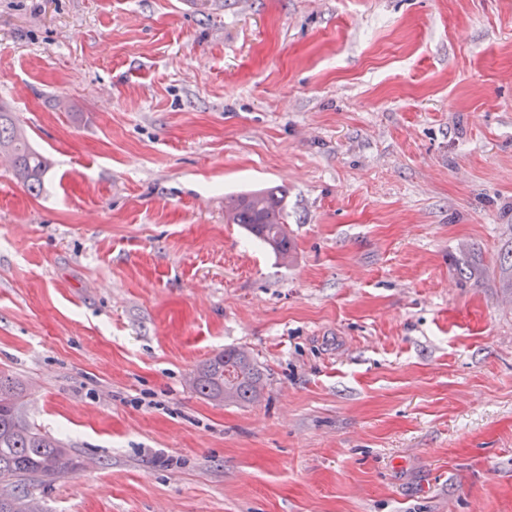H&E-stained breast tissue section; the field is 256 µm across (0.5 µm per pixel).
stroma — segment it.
<instances>
[{
	"label": "stroma",
	"instance_id": "stroma-1",
	"mask_svg": "<svg viewBox=\"0 0 512 512\" xmlns=\"http://www.w3.org/2000/svg\"><path fill=\"white\" fill-rule=\"evenodd\" d=\"M0 104L43 512H512V0H0ZM227 348L255 401L194 390ZM11 152L13 169L27 190L38 194L47 172L44 155L35 149L26 134L17 126L12 112L0 108V147ZM284 217L283 197L272 190H257L226 198V223L242 224L246 231L268 244L282 260L288 259L292 250Z\"/></svg>",
	"mask_w": 512,
	"mask_h": 512
}]
</instances>
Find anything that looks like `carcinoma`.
<instances>
[{"label": "carcinoma", "mask_w": 512, "mask_h": 512, "mask_svg": "<svg viewBox=\"0 0 512 512\" xmlns=\"http://www.w3.org/2000/svg\"><path fill=\"white\" fill-rule=\"evenodd\" d=\"M11 152L13 169L27 190L39 192L47 172L44 155L17 126L12 113L0 109V146ZM224 218L240 224L268 244L282 260L292 250L285 229L283 197L272 190H257L226 199ZM261 373L248 354L226 349L209 360L193 377L196 392L218 402H251L257 396ZM21 384L0 375V484L14 493H0V512H42L29 496L31 485L78 467L63 443L22 416Z\"/></svg>", "instance_id": "obj_1"}]
</instances>
